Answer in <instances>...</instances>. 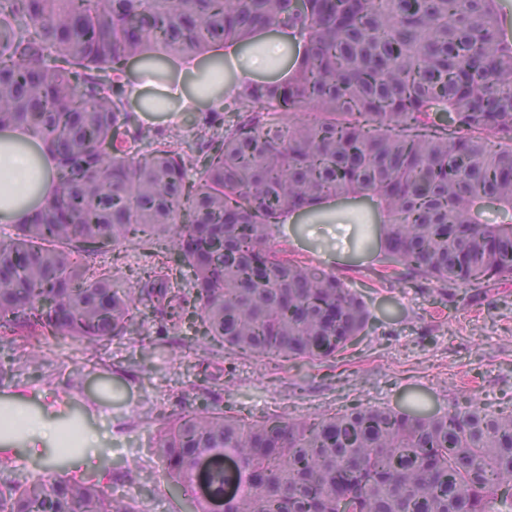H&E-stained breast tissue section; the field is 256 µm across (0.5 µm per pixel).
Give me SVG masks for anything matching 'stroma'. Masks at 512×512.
<instances>
[{
	"label": "stroma",
	"instance_id": "35a3bbf8",
	"mask_svg": "<svg viewBox=\"0 0 512 512\" xmlns=\"http://www.w3.org/2000/svg\"><path fill=\"white\" fill-rule=\"evenodd\" d=\"M374 221L368 200L342 198L320 217H293L273 230L274 248L325 266L369 306L365 335L329 362L242 356L202 343L189 323L163 334L147 314L94 356L66 338L42 343L31 359L19 341L0 339V409L21 408L59 427L74 418L103 438L88 461L53 445L35 456L24 440L0 435V479L21 470L28 482L41 475L108 482L134 512H194L198 489L171 483L153 450L161 424L187 410L217 402L242 418L298 421L416 401L430 413L472 403L511 411L512 280L441 291L395 279L362 249L363 227ZM149 261L137 243L106 259L121 288L132 287Z\"/></svg>",
	"mask_w": 512,
	"mask_h": 512
}]
</instances>
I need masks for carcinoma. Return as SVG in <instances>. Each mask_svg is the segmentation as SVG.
Masks as SVG:
<instances>
[{"label":"carcinoma","mask_w":512,"mask_h":512,"mask_svg":"<svg viewBox=\"0 0 512 512\" xmlns=\"http://www.w3.org/2000/svg\"><path fill=\"white\" fill-rule=\"evenodd\" d=\"M271 30L278 80L199 112L198 155L130 108L129 63L221 56ZM305 111V118L290 115ZM30 130L53 189L0 235V336L96 346L147 310L242 353L333 359L367 330L363 296L270 244L294 216L364 197L380 263L453 288L512 279V35L496 0H0V132ZM198 168L191 179L188 171ZM495 206L500 220L484 214ZM159 243L137 287L101 258ZM193 278L171 286L173 267ZM195 512H512V412L351 408L243 421L219 406L158 433ZM239 480L247 490L224 497ZM0 512H135L101 482L0 484Z\"/></svg>","instance_id":"carcinoma-1"}]
</instances>
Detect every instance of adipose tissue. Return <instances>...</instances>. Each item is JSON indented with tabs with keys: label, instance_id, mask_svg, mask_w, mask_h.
<instances>
[{
	"label": "adipose tissue",
	"instance_id": "adipose-tissue-1",
	"mask_svg": "<svg viewBox=\"0 0 512 512\" xmlns=\"http://www.w3.org/2000/svg\"><path fill=\"white\" fill-rule=\"evenodd\" d=\"M36 183L42 192L52 185L51 165L42 160L37 141L24 131L0 134V222L14 224L24 221L36 203L35 197H25L23 204L14 198L23 185Z\"/></svg>",
	"mask_w": 512,
	"mask_h": 512
}]
</instances>
